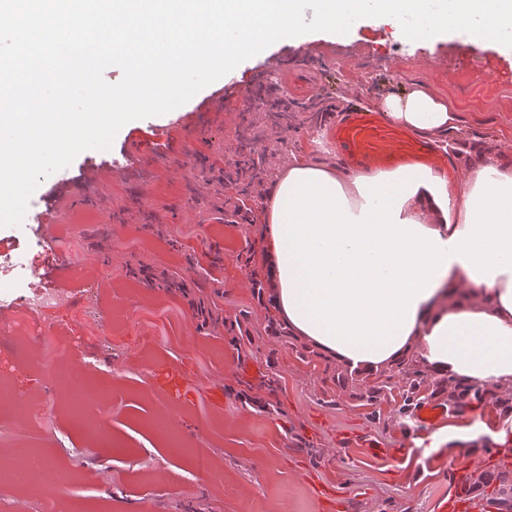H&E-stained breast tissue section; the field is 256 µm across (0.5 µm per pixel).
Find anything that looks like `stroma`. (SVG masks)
I'll list each match as a JSON object with an SVG mask.
<instances>
[{
  "mask_svg": "<svg viewBox=\"0 0 512 512\" xmlns=\"http://www.w3.org/2000/svg\"><path fill=\"white\" fill-rule=\"evenodd\" d=\"M297 54L315 70L313 109L324 122L346 106L373 107L422 83L455 107L463 135L482 143L487 157L512 156L511 49L458 38L406 43L392 25L369 19L339 40L316 31L298 44L274 42L178 109L127 122L111 149L79 153L42 179L28 208L43 211L55 182L94 168L98 211L82 215L60 201L55 224L0 228V238L28 257L37 284L63 300L29 316L18 306L16 282L0 281V307L33 323L0 332V377L36 408L20 421L0 400V456L36 449L54 476L49 485L0 481L1 500L24 512H72L77 495L86 512H328L315 492L325 484L343 497L345 512H370L385 499L390 512H444L451 458L447 448L430 446L435 427L382 431L349 399L326 406L317 399L320 370L268 337L260 361H241L224 329L242 310L258 328L272 314L255 289L263 262H244L259 238L219 220L221 204L236 194L224 169L239 153L240 133L273 175L295 157L339 163L317 150L304 118L285 130L245 119L250 81ZM219 93L223 126L183 144V120ZM131 140L143 153L128 168H143L162 149L171 154L141 200L112 169L113 153ZM270 366L281 379L283 417L239 397L240 380L258 379ZM162 371L180 377L189 400L162 387ZM79 378L107 390L102 432L76 417ZM294 431L317 446L319 465L292 449ZM385 448L404 449L400 466L382 456ZM199 455L208 458V473L195 468Z\"/></svg>",
  "mask_w": 512,
  "mask_h": 512,
  "instance_id": "1",
  "label": "stroma"
}]
</instances>
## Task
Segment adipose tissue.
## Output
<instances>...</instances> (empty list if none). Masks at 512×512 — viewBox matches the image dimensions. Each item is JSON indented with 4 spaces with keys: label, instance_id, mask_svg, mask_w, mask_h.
I'll return each mask as SVG.
<instances>
[{
    "label": "adipose tissue",
    "instance_id": "obj_1",
    "mask_svg": "<svg viewBox=\"0 0 512 512\" xmlns=\"http://www.w3.org/2000/svg\"><path fill=\"white\" fill-rule=\"evenodd\" d=\"M386 115L447 150L465 188L418 164L348 174L289 161L266 193L273 315L350 371L414 354L512 388V158L486 161L458 112L417 86Z\"/></svg>",
    "mask_w": 512,
    "mask_h": 512
}]
</instances>
